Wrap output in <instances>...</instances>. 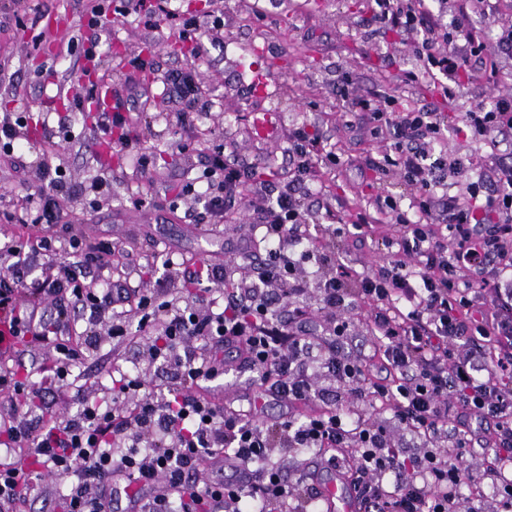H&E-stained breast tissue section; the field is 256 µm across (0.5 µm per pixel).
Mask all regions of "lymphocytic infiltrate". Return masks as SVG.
Listing matches in <instances>:
<instances>
[{"instance_id":"lymphocytic-infiltrate-1","label":"lymphocytic infiltrate","mask_w":512,"mask_h":512,"mask_svg":"<svg viewBox=\"0 0 512 512\" xmlns=\"http://www.w3.org/2000/svg\"><path fill=\"white\" fill-rule=\"evenodd\" d=\"M212 6L204 26L171 0H98L67 51L100 57L102 31L132 14L193 42L192 61L161 80L165 102L185 124L190 113L213 107L198 75L210 48L224 45L223 0ZM496 11L493 0H459L453 11L448 0H375L369 22L409 37L417 65L402 69V83L425 73L450 99L462 80L497 76L482 20L495 19L494 45L512 55V22ZM353 103L389 149L382 160H368V169L398 171L413 192L404 208L377 196L351 216L332 208L324 215L340 238L373 231L388 215L397 233L385 239L382 263L359 271L320 250L311 232L317 212L305 190L339 158L307 122L288 130V179L254 181L243 198L244 170L216 145L204 156L206 189L189 183L179 193L216 222L248 204L267 247L257 279L238 276L231 263L192 269L168 258L163 274L136 290L121 279L104 282L111 247L88 246L76 234L63 243L37 234L23 246L0 245V339L50 345L58 354L52 374L34 387L18 370L0 367V400L10 408L0 435L24 453L0 459V512H20L34 492L33 462L65 479L64 512H112L121 499L125 512H310L320 492L308 477H287L274 459L283 448L318 449L326 471L349 480L358 512H478L465 507L458 488L474 480L465 457L481 433L482 461L496 478V512H512V479L504 474L512 465V94L458 116L473 139L489 144L484 161L449 156L448 120L430 106L405 108L389 98L376 106L361 94ZM37 172L40 186L26 196L32 225L59 223L71 200L97 209L110 199L104 179L68 181L50 157ZM447 173L463 180L456 195L440 190ZM178 274L223 288V309L174 305ZM359 306L367 309L377 375L342 349L355 329L349 314ZM316 313L326 326L322 339L306 334ZM80 326L89 336L103 330L118 343L139 342L165 379L153 385L140 372H121L107 401L76 386V411L56 414L48 427L21 397L30 389L43 401L68 385L84 358L68 341ZM233 361L256 373V399L274 397L286 414L266 423L254 409L228 411L200 395L202 382L223 376ZM325 374L347 394L346 405L292 414L295 405L325 396ZM360 403L388 408L419 439V452L407 454L390 426L358 414Z\"/></svg>"}]
</instances>
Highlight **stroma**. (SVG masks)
I'll list each match as a JSON object with an SVG mask.
<instances>
[{"label":"stroma","instance_id":"35a3bbf8","mask_svg":"<svg viewBox=\"0 0 512 512\" xmlns=\"http://www.w3.org/2000/svg\"><path fill=\"white\" fill-rule=\"evenodd\" d=\"M370 3L266 0V17L258 22L241 13L238 0H224V38L230 47L224 53L212 51L199 70L215 106L193 123L180 126L158 117L147 123V115L157 116L164 108L159 96L162 85L158 74L137 72L128 63L130 54L141 50L155 54L161 68L183 65L188 57L173 53L172 42L154 44L151 32L137 21L109 27L102 34L101 62L90 68L66 52L69 37L77 32L90 7L89 0H0V66L17 87L15 95L0 93V113H23L24 133L31 142L20 158H0V240L26 237L28 229L20 217L26 193L38 183L34 161L37 152L50 149L68 178L104 177L111 185L112 198L97 210L79 201L70 203L65 223L43 226V234L61 236L69 230L83 235L91 245L109 242L117 251H132L134 261L142 265L164 254L177 262L229 261L249 267L265 251L248 230L253 222L248 208L239 207L220 224H194L184 209L172 206L182 185L201 170L202 156L192 145L203 135L214 143L226 142L232 159L246 168L284 171L288 168V128L302 121L318 123L341 158L338 166L321 172L324 192L320 203L343 198L362 205L376 195L408 199L412 190L398 175L378 178L367 170V159L381 155L385 144L370 136L362 113L342 101L339 88L350 83L363 94L391 96L402 105L430 104L455 116L512 92V58L498 55L497 85L468 84L449 100L436 95L432 83L404 85L395 64L411 58L407 38L396 31L369 35L364 21ZM38 34L44 37L39 44L33 41ZM249 63L264 64L278 77L275 93L260 94L242 87L240 72ZM86 74L115 89H128L134 119L127 134L148 155L150 164L145 169H137L133 154L118 153L111 145L99 143L92 115L74 114L71 139L60 136L58 117L69 111V102L62 99L50 108L47 98L57 86L81 85ZM265 112L276 113L277 130L263 139L254 131L253 118ZM142 195L153 196L154 206L135 207V198ZM5 210L12 213V220L2 218ZM379 237L339 238L334 253L342 262L366 269L385 257ZM115 365L126 371L139 367L156 381L162 377L161 370L141 352L114 348L111 336L103 334L80 366L90 395L107 394L108 371ZM252 379L251 372L238 367L209 382L208 391L224 406L236 409L245 406Z\"/></svg>","mask_w":512,"mask_h":512}]
</instances>
